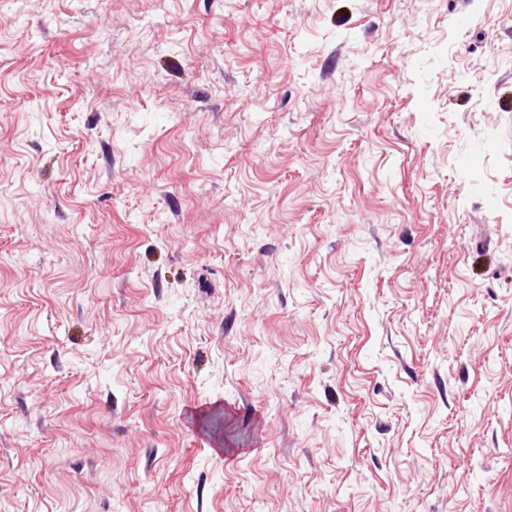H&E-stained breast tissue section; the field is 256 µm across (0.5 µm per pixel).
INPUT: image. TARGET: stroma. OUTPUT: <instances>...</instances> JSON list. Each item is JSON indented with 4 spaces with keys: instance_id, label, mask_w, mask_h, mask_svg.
<instances>
[{
    "instance_id": "stroma-1",
    "label": "stroma",
    "mask_w": 512,
    "mask_h": 512,
    "mask_svg": "<svg viewBox=\"0 0 512 512\" xmlns=\"http://www.w3.org/2000/svg\"><path fill=\"white\" fill-rule=\"evenodd\" d=\"M0 512H512V0H0Z\"/></svg>"
}]
</instances>
